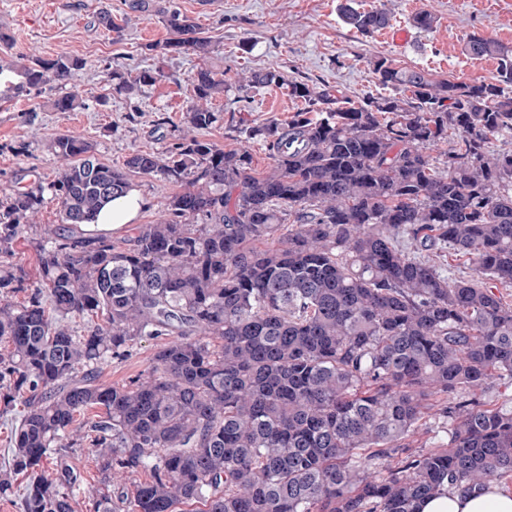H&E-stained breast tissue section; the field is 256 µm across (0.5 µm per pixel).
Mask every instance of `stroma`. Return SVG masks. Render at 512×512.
I'll list each match as a JSON object with an SVG mask.
<instances>
[{"label":"stroma","instance_id":"stroma-1","mask_svg":"<svg viewBox=\"0 0 512 512\" xmlns=\"http://www.w3.org/2000/svg\"><path fill=\"white\" fill-rule=\"evenodd\" d=\"M381 1L390 12L391 25L409 29L407 44L392 43L382 30L363 35L345 24L340 16L343 0H213L206 12L200 0H169L193 18L210 40L212 51L201 61L192 55L161 60L146 54V44L166 38L167 29L160 16L128 13L125 0H0V34L8 38L0 43V183L16 182L28 189L53 180L59 162L48 144L62 134L92 143L99 160L112 166L122 165L136 151L170 147L180 135L191 77L201 62L226 82L223 95L212 101L221 120L208 130V138L227 150L248 144L252 166L262 173L270 166L265 145L239 133L240 117L254 124L285 123L301 103L283 87L244 86V77L253 71L272 68L316 87L335 86L356 104L390 93L372 70L376 57L472 82L494 80L498 63L464 54V43L471 35L512 50V0H350L361 11ZM104 9L126 17L121 39H113L95 25L97 13ZM424 10L436 17L427 31L415 29L412 23ZM59 53L86 61L75 76L81 108L54 111L50 105L58 95L54 89L37 97H8L7 87L15 78L10 65ZM113 64L132 76L158 67L164 76L136 95L126 96L112 89L109 67ZM131 186L146 201L138 223L157 220L172 185L155 176L136 175ZM59 210L57 199L46 198L26 241L17 246L12 262L28 276H35L38 266L28 241L57 227ZM159 346V340H142L131 358L103 366L100 382L121 385L135 378L149 367Z\"/></svg>","mask_w":512,"mask_h":512}]
</instances>
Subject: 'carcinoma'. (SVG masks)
<instances>
[{
	"mask_svg": "<svg viewBox=\"0 0 512 512\" xmlns=\"http://www.w3.org/2000/svg\"><path fill=\"white\" fill-rule=\"evenodd\" d=\"M128 7L163 15L169 37L148 50L209 55L190 16L159 0ZM342 15L363 34L390 20L383 4ZM96 22L121 37L111 11ZM464 52L498 60L495 81L379 57L378 81L403 95L349 107L332 86L251 73L248 84L285 85L305 104L286 124L240 120L272 160L263 174L247 151L205 138L224 79L200 66L167 150L112 167L59 135L52 181L1 187L0 390L23 412L0 495L25 473L22 512H74L77 457L96 469V512H415L447 488L508 481L512 409L478 391L512 384V305L498 295L512 288V151L489 150L512 136V53L479 35ZM84 65L33 58L10 92L63 88ZM111 78L130 96L157 72ZM81 105L76 92L52 101L56 112ZM450 130L460 141L440 169L428 150ZM135 175L178 187L163 215L120 244L83 233ZM46 191L61 227L36 241L38 274L16 305L25 277L10 258ZM450 250L476 277H452ZM144 338L165 343L143 374L98 381ZM432 414L447 441L417 454Z\"/></svg>",
	"mask_w": 512,
	"mask_h": 512,
	"instance_id": "cac0c4a2",
	"label": "carcinoma"
}]
</instances>
